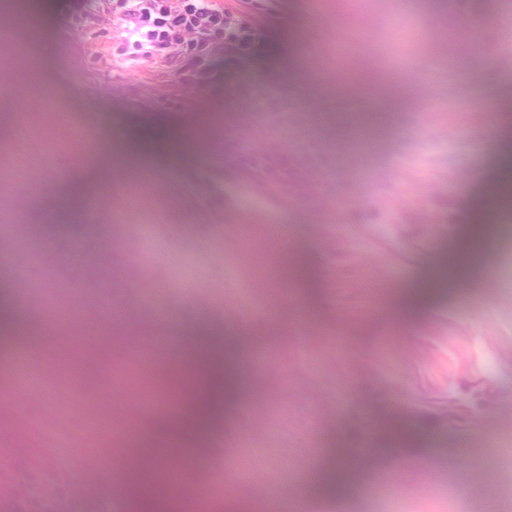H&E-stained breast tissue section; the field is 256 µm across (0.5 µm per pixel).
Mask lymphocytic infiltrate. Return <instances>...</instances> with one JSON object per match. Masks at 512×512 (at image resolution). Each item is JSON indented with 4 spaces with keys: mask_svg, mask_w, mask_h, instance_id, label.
<instances>
[{
    "mask_svg": "<svg viewBox=\"0 0 512 512\" xmlns=\"http://www.w3.org/2000/svg\"><path fill=\"white\" fill-rule=\"evenodd\" d=\"M139 55L163 56L199 90L210 89V58L248 53L263 38L260 24L217 0H107Z\"/></svg>",
    "mask_w": 512,
    "mask_h": 512,
    "instance_id": "f902f5d3",
    "label": "lymphocytic infiltrate"
}]
</instances>
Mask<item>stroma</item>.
Listing matches in <instances>:
<instances>
[{
	"mask_svg": "<svg viewBox=\"0 0 512 512\" xmlns=\"http://www.w3.org/2000/svg\"><path fill=\"white\" fill-rule=\"evenodd\" d=\"M265 41L215 57L209 91L173 66L137 57L107 13L69 16L65 0L13 6L21 38L0 53V247L36 267L0 270V392L29 322L70 291L49 326L28 392L0 411L7 491L53 489L56 512L109 492L124 472L116 431L164 440L143 401L169 394L164 366L143 363L113 388L137 341L136 320L206 328L240 356V387L221 415L233 438L204 471L215 512H490L512 421V286L501 238L512 236V185L495 175L498 109L512 69L496 53L512 0H249ZM488 17L475 26L476 17ZM404 101L372 128L308 103L318 75L334 95L378 99L382 73ZM138 142L70 167L72 127ZM93 183L72 218L77 236L33 232ZM263 207H248L251 195ZM112 214L103 223L92 201ZM487 235L470 274L448 265L473 225ZM27 283L16 299L15 281ZM353 481L322 497L321 468ZM237 475L227 489L225 471Z\"/></svg>",
	"mask_w": 512,
	"mask_h": 512,
	"instance_id": "35a3bbf8",
	"label": "stroma"
}]
</instances>
